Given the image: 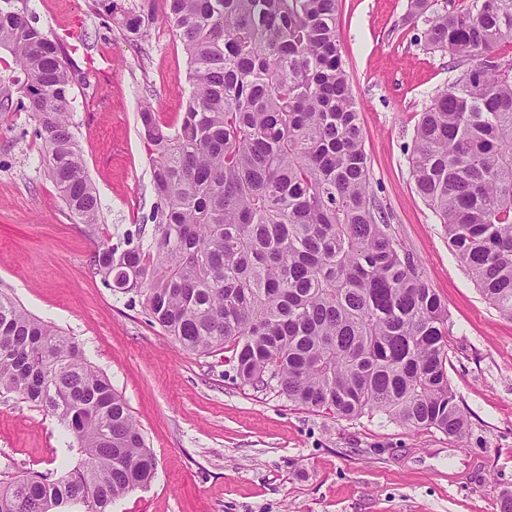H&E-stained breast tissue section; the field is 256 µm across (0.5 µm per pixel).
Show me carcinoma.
Segmentation results:
<instances>
[{"label":"carcinoma","instance_id":"cac0c4a2","mask_svg":"<svg viewBox=\"0 0 512 512\" xmlns=\"http://www.w3.org/2000/svg\"><path fill=\"white\" fill-rule=\"evenodd\" d=\"M104 24L139 34L135 7L94 0ZM188 58L172 128L140 113L151 146L152 241L102 242L89 262L136 289L184 350L232 351L237 378L344 419L380 414L453 441L467 419L448 379V309L401 253L369 192V161L336 30L339 0H166ZM424 43L471 64L421 113L417 194L482 295L512 319V0L427 15ZM69 213L103 210L69 116L75 71L29 0H0V51ZM56 417L81 453L63 476L0 480V512H59L147 486L155 459L122 396L77 342L0 293V391Z\"/></svg>","mask_w":512,"mask_h":512}]
</instances>
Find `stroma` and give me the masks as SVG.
Returning a JSON list of instances; mask_svg holds the SVG:
<instances>
[{"instance_id": "35a3bbf8", "label": "stroma", "mask_w": 512, "mask_h": 512, "mask_svg": "<svg viewBox=\"0 0 512 512\" xmlns=\"http://www.w3.org/2000/svg\"><path fill=\"white\" fill-rule=\"evenodd\" d=\"M144 8L139 36L106 29L92 0H30L82 82L71 120L104 221L77 223L40 163L25 112H0V292L83 347L127 401L156 460L152 482L110 512H499L512 490V320L481 294L416 193L409 157L421 112L465 69L427 50L409 0H340L336 30L359 108L370 183L402 252L448 308V378L468 419L459 443L376 415L345 420L241 384L230 354L184 351L153 326L140 297L106 288L96 244L150 242L155 197L139 112L176 125L187 57ZM78 460L57 419L0 394V476L60 475Z\"/></svg>"}]
</instances>
